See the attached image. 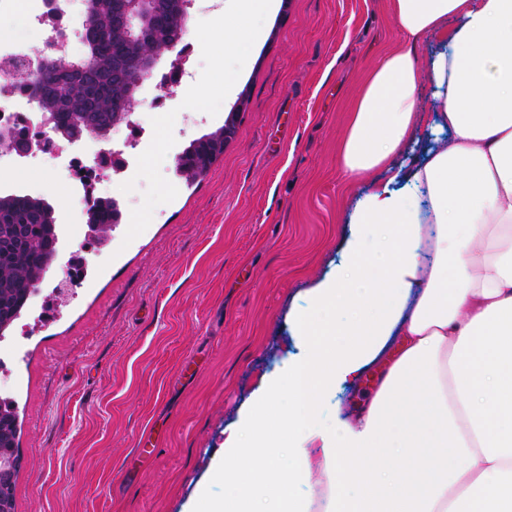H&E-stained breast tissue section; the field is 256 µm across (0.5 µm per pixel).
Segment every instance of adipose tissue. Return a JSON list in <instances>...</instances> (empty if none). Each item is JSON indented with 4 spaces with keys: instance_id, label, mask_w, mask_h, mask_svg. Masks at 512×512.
<instances>
[{
    "instance_id": "obj_1",
    "label": "adipose tissue",
    "mask_w": 512,
    "mask_h": 512,
    "mask_svg": "<svg viewBox=\"0 0 512 512\" xmlns=\"http://www.w3.org/2000/svg\"><path fill=\"white\" fill-rule=\"evenodd\" d=\"M389 10L399 42L340 146L360 190L350 237L291 315L293 350L224 429L209 465L223 494L202 486L185 512H512V0Z\"/></svg>"
}]
</instances>
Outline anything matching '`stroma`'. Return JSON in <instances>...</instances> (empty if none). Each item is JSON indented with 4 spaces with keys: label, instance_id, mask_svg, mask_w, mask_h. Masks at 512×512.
<instances>
[{
    "label": "stroma",
    "instance_id": "stroma-1",
    "mask_svg": "<svg viewBox=\"0 0 512 512\" xmlns=\"http://www.w3.org/2000/svg\"><path fill=\"white\" fill-rule=\"evenodd\" d=\"M388 3L273 0L230 25L200 10L194 26L213 38L189 52L193 82L171 96L142 84L143 137L122 127L109 142L133 164L100 188L122 224L49 323L34 295L0 340L15 361L0 394L22 423L16 512H183L194 497L225 426L289 343V311L349 236L357 196L338 149L370 66L398 42ZM257 29L240 65L231 38ZM237 104L223 156L186 185L176 157ZM12 183L55 208L52 287L83 238V194L66 159L46 155L0 177V191Z\"/></svg>",
    "mask_w": 512,
    "mask_h": 512
}]
</instances>
